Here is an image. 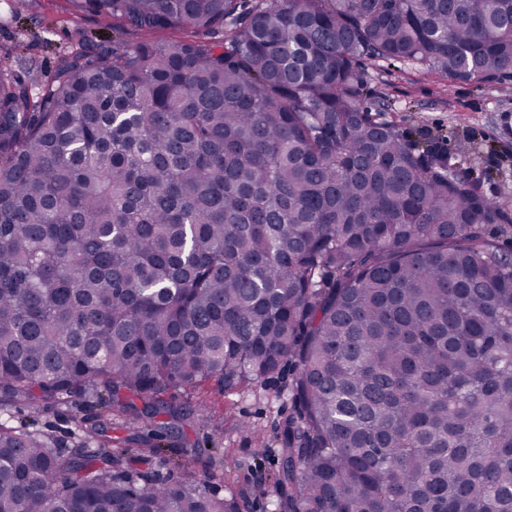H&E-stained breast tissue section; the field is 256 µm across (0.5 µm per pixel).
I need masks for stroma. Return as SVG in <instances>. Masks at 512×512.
<instances>
[{"mask_svg":"<svg viewBox=\"0 0 512 512\" xmlns=\"http://www.w3.org/2000/svg\"><path fill=\"white\" fill-rule=\"evenodd\" d=\"M111 46L112 29L91 14H75L67 0H0V54L18 52L36 66L35 80L53 76L61 55L75 48L77 36ZM367 106L407 131L418 145L433 144L449 155L489 200L512 205V73L481 83H448L433 72L407 65L365 67ZM287 373L270 382L223 395L215 383L169 392L168 404L191 409L184 419L158 415L155 422L115 420V434L137 450L143 438L167 428L162 457L175 476L209 481L243 512H270L278 469L282 416L292 404ZM82 397L50 411L18 415L35 428L70 444L77 418L93 413Z\"/></svg>","mask_w":512,"mask_h":512,"instance_id":"stroma-1","label":"stroma"}]
</instances>
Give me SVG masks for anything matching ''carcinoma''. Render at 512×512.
I'll list each match as a JSON object with an SVG mask.
<instances>
[{
  "label": "carcinoma",
  "mask_w": 512,
  "mask_h": 512,
  "mask_svg": "<svg viewBox=\"0 0 512 512\" xmlns=\"http://www.w3.org/2000/svg\"><path fill=\"white\" fill-rule=\"evenodd\" d=\"M0 56V512H241L112 414L288 370L275 512H512V210L364 106L365 62L512 70V0H70ZM68 3L30 0L19 8L16 0H0V54L22 53L36 65L39 84L50 81L59 57L77 46V33L95 45L112 46V27L94 15L72 13ZM93 399L77 398L67 405L59 406L57 409L50 411H40L37 413H29L26 409L11 412L16 417L34 423V428L45 431L54 435L61 443L72 446L70 433L74 429L76 418L89 415L95 410L93 408Z\"/></svg>",
  "instance_id": "obj_1"
}]
</instances>
